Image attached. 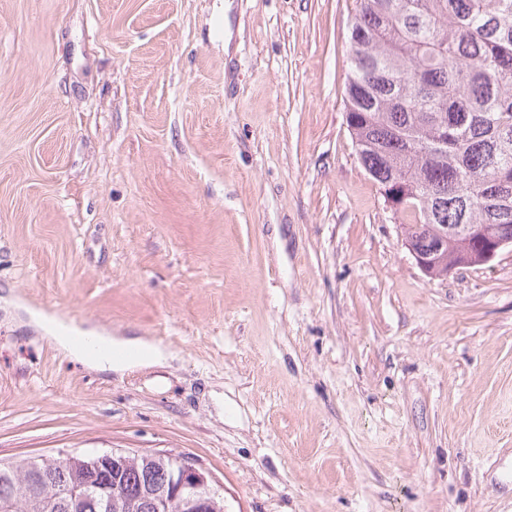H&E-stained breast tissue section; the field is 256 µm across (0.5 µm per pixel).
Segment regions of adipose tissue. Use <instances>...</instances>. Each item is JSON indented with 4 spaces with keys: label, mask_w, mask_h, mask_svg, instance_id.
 <instances>
[{
    "label": "adipose tissue",
    "mask_w": 512,
    "mask_h": 512,
    "mask_svg": "<svg viewBox=\"0 0 512 512\" xmlns=\"http://www.w3.org/2000/svg\"><path fill=\"white\" fill-rule=\"evenodd\" d=\"M29 317L31 324L42 330L58 349L72 360L96 371L121 374L138 367L164 366L175 357L174 352L167 347L139 336H115L95 326L81 329L59 315L43 311H30ZM82 338L127 351L128 356L117 360L90 356L78 344Z\"/></svg>",
    "instance_id": "1"
}]
</instances>
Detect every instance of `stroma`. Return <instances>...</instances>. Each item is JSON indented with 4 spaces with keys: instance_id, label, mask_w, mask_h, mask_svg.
Wrapping results in <instances>:
<instances>
[{
    "instance_id": "obj_1",
    "label": "stroma",
    "mask_w": 512,
    "mask_h": 512,
    "mask_svg": "<svg viewBox=\"0 0 512 512\" xmlns=\"http://www.w3.org/2000/svg\"><path fill=\"white\" fill-rule=\"evenodd\" d=\"M356 9L0 0V460L172 450L227 512H512V252L417 267L346 124ZM30 306L175 358L89 369Z\"/></svg>"
}]
</instances>
